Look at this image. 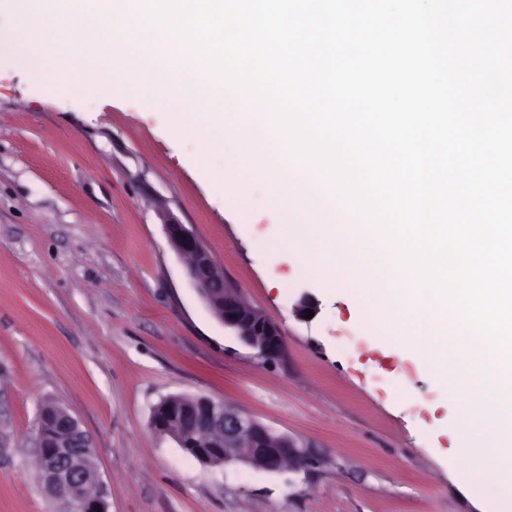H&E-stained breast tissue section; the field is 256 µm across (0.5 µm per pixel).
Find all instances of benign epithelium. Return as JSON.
Segmentation results:
<instances>
[{
	"label": "benign epithelium",
	"instance_id": "benign-epithelium-1",
	"mask_svg": "<svg viewBox=\"0 0 512 512\" xmlns=\"http://www.w3.org/2000/svg\"><path fill=\"white\" fill-rule=\"evenodd\" d=\"M166 237L184 260L200 296L224 327L266 362L284 357L281 326L224 285L214 270L210 250L189 224L175 218L164 224ZM155 433L170 437L187 455L206 466L245 464L278 473L312 467L316 459L285 434L273 431L222 400L169 396L163 413L152 410ZM35 443L38 474L57 512H108L105 486L94 466V447L77 419L54 406L41 411Z\"/></svg>",
	"mask_w": 512,
	"mask_h": 512
}]
</instances>
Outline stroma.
<instances>
[{
  "instance_id": "obj_1",
  "label": "stroma",
  "mask_w": 512,
  "mask_h": 512,
  "mask_svg": "<svg viewBox=\"0 0 512 512\" xmlns=\"http://www.w3.org/2000/svg\"><path fill=\"white\" fill-rule=\"evenodd\" d=\"M205 153L162 107L42 85L0 43V512L56 508L36 469L48 404L90 436L109 512H488L495 478L466 482L443 388L308 261L271 255L282 218L262 184L241 203ZM167 214L282 326L284 358H258L204 304ZM306 292L319 312L302 321ZM171 395L224 400L316 463L203 466L150 427Z\"/></svg>"
}]
</instances>
